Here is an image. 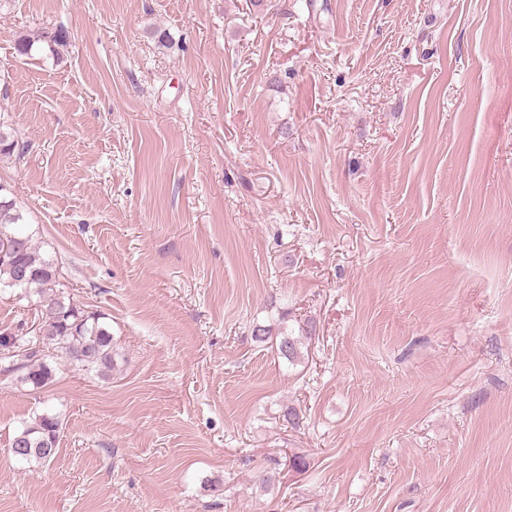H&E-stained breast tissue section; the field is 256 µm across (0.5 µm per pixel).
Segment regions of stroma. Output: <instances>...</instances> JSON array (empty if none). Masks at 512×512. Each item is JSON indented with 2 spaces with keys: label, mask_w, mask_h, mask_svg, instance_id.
I'll use <instances>...</instances> for the list:
<instances>
[{
  "label": "stroma",
  "mask_w": 512,
  "mask_h": 512,
  "mask_svg": "<svg viewBox=\"0 0 512 512\" xmlns=\"http://www.w3.org/2000/svg\"><path fill=\"white\" fill-rule=\"evenodd\" d=\"M0 114L117 352L0 374V512H512V0H16ZM46 42L48 44H61L64 42V35L61 30H55L53 32L42 31L33 37L31 35H22L19 37L16 43L17 52L23 56L31 55L32 48L35 42ZM59 426L57 417L48 414L39 415L13 436L8 450L12 455L13 449L19 450L22 455L13 456L28 463L50 461L57 453Z\"/></svg>",
  "instance_id": "obj_1"
}]
</instances>
